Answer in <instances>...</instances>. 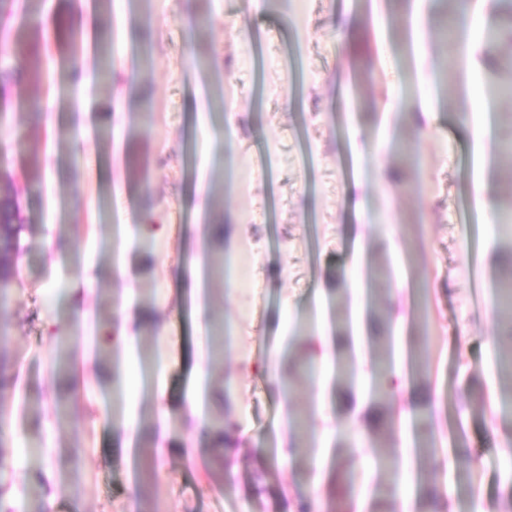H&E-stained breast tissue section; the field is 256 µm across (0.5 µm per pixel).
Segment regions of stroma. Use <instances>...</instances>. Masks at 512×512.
Wrapping results in <instances>:
<instances>
[{
	"label": "stroma",
	"mask_w": 512,
	"mask_h": 512,
	"mask_svg": "<svg viewBox=\"0 0 512 512\" xmlns=\"http://www.w3.org/2000/svg\"><path fill=\"white\" fill-rule=\"evenodd\" d=\"M31 6L49 38L70 22L87 44L106 35L113 77L98 81L87 52L53 71L51 86L0 82V150L11 156L0 206L21 226L20 284L0 313V512L41 502L52 486L56 512H301L346 496L364 512H398L399 494L428 490L430 512H456L458 497L478 494L485 512H512V423L495 362L512 322L494 299L512 254L492 220L512 197V155L482 152L473 136L481 127L495 143L512 130V99L490 96L480 112L466 95L439 99L429 115L416 107L414 9L430 15L433 76L445 54L434 0H311L303 25L264 8L245 30L235 23L243 0H152L146 38L132 2L13 0L0 28ZM126 83L137 97L119 95ZM230 99L239 130L228 149ZM124 219L164 234L125 255L134 349L94 350L88 337L118 319L113 232ZM244 248L248 286L228 268L193 292L188 258ZM84 269L95 283L77 323L67 282ZM173 314L167 340L160 326ZM219 323L232 346L216 356ZM62 329L76 338L63 356ZM305 329L328 330L337 354L367 361L398 336L426 362L414 382L408 369L391 372L394 396L381 409L395 422L396 486L381 485L370 421L355 411L364 386L321 361L294 375L287 397L270 389L259 368L268 345L281 337L300 365L318 349ZM231 376L242 381L236 406L225 397ZM193 398L204 420L221 414L247 429L233 478L223 453L194 447L183 420ZM432 400L434 448L419 457L401 414ZM288 415L308 421L314 444L286 461L277 426ZM456 451L471 477L448 467Z\"/></svg>",
	"instance_id": "stroma-1"
}]
</instances>
